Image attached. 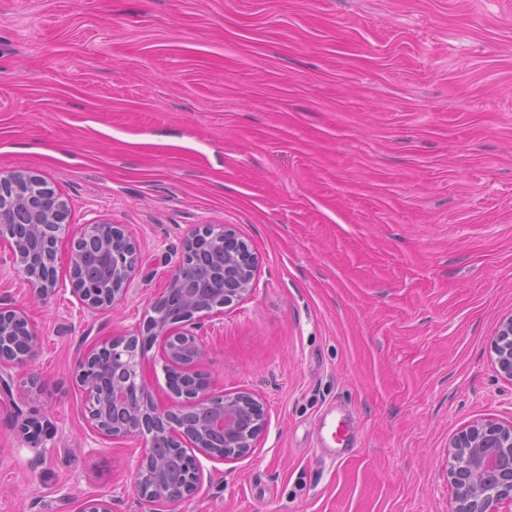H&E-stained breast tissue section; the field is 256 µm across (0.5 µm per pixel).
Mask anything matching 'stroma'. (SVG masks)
<instances>
[{
    "label": "stroma",
    "instance_id": "stroma-1",
    "mask_svg": "<svg viewBox=\"0 0 512 512\" xmlns=\"http://www.w3.org/2000/svg\"><path fill=\"white\" fill-rule=\"evenodd\" d=\"M18 169L71 232L122 225L139 272L91 316L64 264L31 301L0 243V303L45 338L7 369L0 512H146L143 442L88 427L75 364L143 326L208 224L258 265L204 319V370L266 425L248 456L202 459L176 512H454L449 440L512 420L491 349L512 312V0H0V171ZM343 417L355 451L324 455Z\"/></svg>",
    "mask_w": 512,
    "mask_h": 512
}]
</instances>
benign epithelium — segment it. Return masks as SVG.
<instances>
[{
    "label": "benign epithelium",
    "instance_id": "benign-epithelium-1",
    "mask_svg": "<svg viewBox=\"0 0 512 512\" xmlns=\"http://www.w3.org/2000/svg\"><path fill=\"white\" fill-rule=\"evenodd\" d=\"M68 204L40 176L0 171V239L29 293L48 303L58 288V244ZM71 292L90 314L122 302L138 271L137 245L118 224L82 225L69 248ZM257 258L228 225L209 224L185 239L182 257L151 302L143 328L90 345L76 365L85 419L114 440L144 441L134 489L145 503L172 512L198 493V456L234 461L249 454L265 425L255 397L245 391L215 393L202 371L206 350L196 319L245 299L253 289ZM43 338L23 307H0V369L33 359ZM161 349L170 402L155 398L144 362L146 349ZM499 374L512 383V314L503 317L494 343ZM168 444L183 457L178 491L165 481V463L155 453ZM454 512H512V420L477 419L449 445ZM80 512H112L102 494Z\"/></svg>",
    "mask_w": 512,
    "mask_h": 512
}]
</instances>
